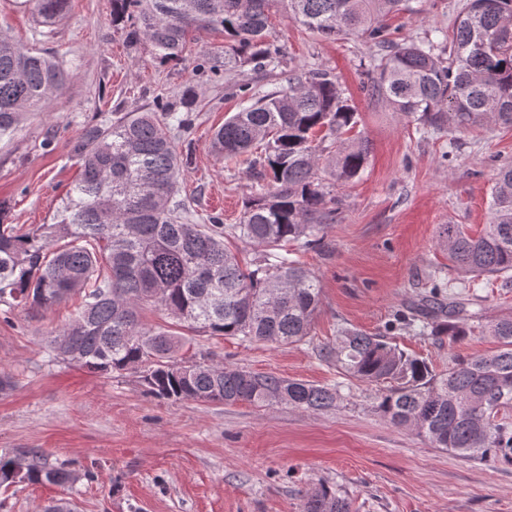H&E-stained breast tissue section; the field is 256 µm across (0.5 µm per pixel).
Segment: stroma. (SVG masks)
Returning a JSON list of instances; mask_svg holds the SVG:
<instances>
[{"label": "stroma", "instance_id": "stroma-1", "mask_svg": "<svg viewBox=\"0 0 512 512\" xmlns=\"http://www.w3.org/2000/svg\"><path fill=\"white\" fill-rule=\"evenodd\" d=\"M464 0H409V11L386 17L394 41H420L452 30ZM0 29L48 53L70 78L17 132L0 139V201L5 221L30 229L53 223L78 177L71 141L89 122L152 108L155 99L191 100L194 126L178 141L188 156L181 194L196 217L239 223L253 197L245 165L215 152L212 135L237 112L239 86L263 95L285 87L292 68H321L337 80L369 140V162L338 187L341 214L325 225L323 247L294 259L320 280L322 305L312 332L293 345L243 343L197 334L196 357L256 373L341 386L345 400L328 412L284 404L254 406L172 401L146 395L138 373L94 375L52 361L51 332L73 319L75 302L36 313L0 316V454L40 448L71 461L81 474L71 487L22 484L0 490V512H43L65 498L77 512H302L319 482L345 491L354 512H512V465L489 466L434 447L374 411L377 385L345 375L319 350L351 326L386 335L405 352L446 372L456 358L495 351L498 342L474 329L457 343L396 328L397 314L430 291L434 274L462 281L439 239L443 224L475 235L491 220V187L499 164L512 162V126L483 122L462 134L423 132L362 85L377 47L352 35L323 40L279 11L272 38L275 68L223 71L224 36L202 35L194 50L220 66L194 60L162 63L148 44L128 47L112 23V0H69L54 27L37 24L24 0H0ZM492 318L512 317V286L481 277L473 288Z\"/></svg>", "mask_w": 512, "mask_h": 512}]
</instances>
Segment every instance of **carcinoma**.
Instances as JSON below:
<instances>
[{"label": "carcinoma", "instance_id": "obj_1", "mask_svg": "<svg viewBox=\"0 0 512 512\" xmlns=\"http://www.w3.org/2000/svg\"><path fill=\"white\" fill-rule=\"evenodd\" d=\"M68 0H25L39 25L54 26ZM467 0L452 35L396 43L382 19L408 10L407 0H112V22L124 24L131 46L145 42L162 60H179L197 34L224 30V70L245 61L256 70L275 64L270 44L279 6L323 39L357 34L380 48L363 89L394 111L437 131H462L480 119L512 125V0ZM67 81L64 65L34 52L0 30V137L52 97ZM288 87L246 105L215 131L212 147L247 156L256 178L272 183L251 199L240 223L218 215L197 224L190 202L178 197L187 160L176 140L194 124L158 99L149 110L115 112L86 126L71 142L79 178L66 193L60 219L20 231L0 224V309L47 310L74 296L75 320L58 331L49 356L91 374H140L148 394L162 399L253 405L284 403L302 411L337 406V387L205 362L182 361L193 336L146 326L144 306L160 307L194 332L242 342L293 344L310 335L321 306L315 273L288 256L286 244L321 243L336 222V196L323 176L344 185L364 170L370 144L348 142L357 112L321 69L290 73ZM492 219L473 237L444 224L448 258L465 274L512 278V164L498 168L491 190ZM261 248L247 264L225 244ZM448 302L423 300L407 324L423 335L456 342L481 323L480 299L461 282ZM500 348L462 357L435 372L379 334L345 328L320 356L366 383H385L376 410L396 427L410 428L437 448L490 465H512V318L486 324ZM27 461L28 484L68 486L78 479L40 448L0 455V488L16 485L13 467ZM303 512H352L351 500L321 482L305 496Z\"/></svg>", "mask_w": 512, "mask_h": 512}]
</instances>
